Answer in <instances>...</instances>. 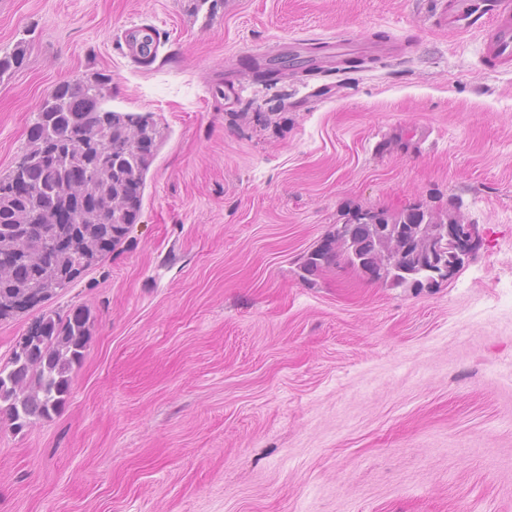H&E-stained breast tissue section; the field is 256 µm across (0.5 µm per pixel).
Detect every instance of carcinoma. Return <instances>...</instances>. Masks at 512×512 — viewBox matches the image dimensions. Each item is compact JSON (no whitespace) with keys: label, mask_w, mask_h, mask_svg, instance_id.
Masks as SVG:
<instances>
[{"label":"carcinoma","mask_w":512,"mask_h":512,"mask_svg":"<svg viewBox=\"0 0 512 512\" xmlns=\"http://www.w3.org/2000/svg\"><path fill=\"white\" fill-rule=\"evenodd\" d=\"M23 43L0 55V79L23 64ZM103 75L79 79L43 99L28 144L6 174H0V321L41 307L77 282L121 242L134 223L140 193L128 195L124 181L143 182L159 129L151 113L114 117L106 106ZM379 224L343 225L307 255L303 270L362 266L371 281L398 288H423L434 278L419 225L457 223L458 217L419 208L378 213ZM401 239L394 257L374 251L380 230ZM90 337L88 315L44 310L0 363V418L15 430L52 418L71 394L74 365Z\"/></svg>","instance_id":"carcinoma-1"}]
</instances>
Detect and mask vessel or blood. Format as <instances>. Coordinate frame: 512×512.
I'll use <instances>...</instances> for the list:
<instances>
[{
	"instance_id": "b4317fda",
	"label": "vessel or blood",
	"mask_w": 512,
	"mask_h": 512,
	"mask_svg": "<svg viewBox=\"0 0 512 512\" xmlns=\"http://www.w3.org/2000/svg\"><path fill=\"white\" fill-rule=\"evenodd\" d=\"M438 21L451 30H481L482 57L494 72L512 69V0H441ZM361 45L347 34L326 43L324 67L360 54Z\"/></svg>"
}]
</instances>
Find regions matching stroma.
Returning a JSON list of instances; mask_svg holds the SVG:
<instances>
[{
  "instance_id": "obj_1",
  "label": "stroma",
  "mask_w": 512,
  "mask_h": 512,
  "mask_svg": "<svg viewBox=\"0 0 512 512\" xmlns=\"http://www.w3.org/2000/svg\"><path fill=\"white\" fill-rule=\"evenodd\" d=\"M436 0H0V172L102 72L160 131L136 220L48 301L90 318L71 396L0 423V512H512V72ZM150 34L143 62L126 30ZM400 55L318 70L327 38ZM300 38L307 64L269 72ZM479 243L420 290L302 269L365 212Z\"/></svg>"
}]
</instances>
